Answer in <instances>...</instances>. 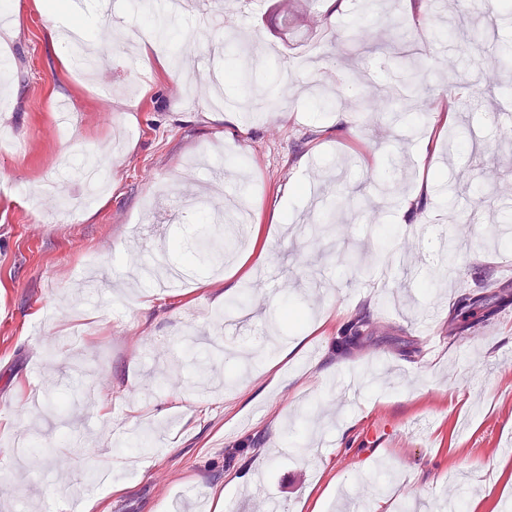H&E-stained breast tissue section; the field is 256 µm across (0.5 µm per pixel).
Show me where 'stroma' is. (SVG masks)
Segmentation results:
<instances>
[{
	"label": "stroma",
	"mask_w": 512,
	"mask_h": 512,
	"mask_svg": "<svg viewBox=\"0 0 512 512\" xmlns=\"http://www.w3.org/2000/svg\"><path fill=\"white\" fill-rule=\"evenodd\" d=\"M382 2L371 14L368 0H248L241 33L277 47L251 81L277 103L246 125L204 89L172 95L181 72L115 46L107 16L13 0L0 22V133L14 144L0 151V446L24 437L31 452L0 466V512H174L181 498L192 512H506L512 301L466 316L456 302L512 279L500 221L512 204L496 191L512 182V137L492 118L512 109V69L494 70L478 108L445 115L458 41L435 39L429 0ZM76 23L115 60L109 84L60 73L54 33ZM361 23L363 47L345 38ZM466 37L494 56L512 46V13L488 5ZM412 48L425 99L396 65ZM320 82L333 90L323 109L307 91ZM364 95L371 111L351 107ZM106 145L108 188L72 223L12 195ZM230 205L251 222L233 255L190 258ZM165 219L181 250L145 238L144 223ZM448 238L461 254L450 268L436 258ZM244 295L238 323L227 303ZM287 307L302 321L282 323ZM362 313L364 337L340 347ZM426 317L432 350L416 327ZM283 436L287 452L271 454Z\"/></svg>",
	"instance_id": "obj_1"
}]
</instances>
